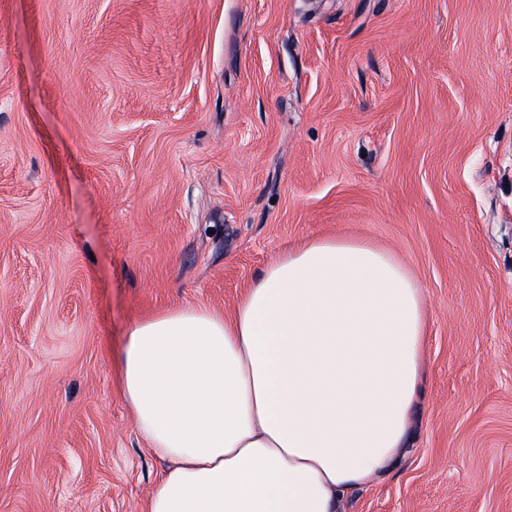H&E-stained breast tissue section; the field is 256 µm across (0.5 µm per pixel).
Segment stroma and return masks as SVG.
<instances>
[{"label":"stroma","mask_w":512,"mask_h":512,"mask_svg":"<svg viewBox=\"0 0 512 512\" xmlns=\"http://www.w3.org/2000/svg\"><path fill=\"white\" fill-rule=\"evenodd\" d=\"M328 235L428 309L345 512H512V0H0V512H145L128 325Z\"/></svg>","instance_id":"35a3bbf8"}]
</instances>
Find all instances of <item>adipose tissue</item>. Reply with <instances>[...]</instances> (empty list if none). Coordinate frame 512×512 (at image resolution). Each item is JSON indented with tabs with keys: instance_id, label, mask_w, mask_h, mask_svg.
<instances>
[{
	"instance_id": "1",
	"label": "adipose tissue",
	"mask_w": 512,
	"mask_h": 512,
	"mask_svg": "<svg viewBox=\"0 0 512 512\" xmlns=\"http://www.w3.org/2000/svg\"><path fill=\"white\" fill-rule=\"evenodd\" d=\"M426 322L408 267L353 237L284 251L231 315L132 321L122 395L169 462L146 512H341L410 450Z\"/></svg>"
}]
</instances>
